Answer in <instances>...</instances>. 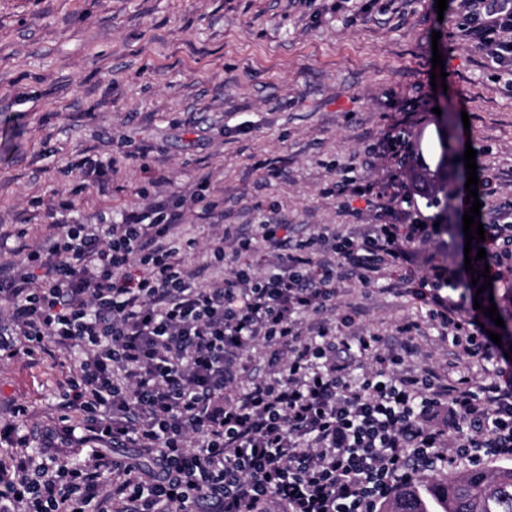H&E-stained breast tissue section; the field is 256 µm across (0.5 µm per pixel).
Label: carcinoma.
<instances>
[{"label":"carcinoma","instance_id":"carcinoma-1","mask_svg":"<svg viewBox=\"0 0 512 512\" xmlns=\"http://www.w3.org/2000/svg\"><path fill=\"white\" fill-rule=\"evenodd\" d=\"M454 117L444 114L441 152L432 177L426 180L432 193L448 194V144ZM380 512H512V467L477 466L446 478L425 475L399 485Z\"/></svg>","mask_w":512,"mask_h":512}]
</instances>
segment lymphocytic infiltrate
<instances>
[{"label":"lymphocytic infiltrate","instance_id":"1","mask_svg":"<svg viewBox=\"0 0 512 512\" xmlns=\"http://www.w3.org/2000/svg\"><path fill=\"white\" fill-rule=\"evenodd\" d=\"M465 2L459 35L512 72V0ZM343 185L414 219L358 239L325 225L294 241L284 224L244 235L219 217L206 256L222 276L206 283L185 263L197 240L180 232L175 196L121 224L57 220L0 265V358L71 354L56 417L21 432L28 408L16 403L0 425L15 450L0 467V512H376L424 472L511 459L512 373L456 269L430 264L415 294L494 379L404 374L378 337L337 336L328 315L339 269L371 285L448 230L421 219L403 188ZM484 230L486 256L472 269L498 279L512 272V210ZM258 242L275 255L262 275L246 259ZM260 355L272 368L264 378ZM86 445L88 461L62 459Z\"/></svg>","mask_w":512,"mask_h":512}]
</instances>
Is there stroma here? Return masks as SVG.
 <instances>
[{
	"mask_svg": "<svg viewBox=\"0 0 512 512\" xmlns=\"http://www.w3.org/2000/svg\"><path fill=\"white\" fill-rule=\"evenodd\" d=\"M462 0H0V262L39 242L60 202L68 220L118 224L166 195L200 192L184 233L206 240L207 205L251 232L286 224L292 239L335 224L359 236L371 224H403L399 206L366 207L336 193L346 168L383 187L411 184L435 168L440 112L465 113L458 149L476 152L479 179L496 189L488 206L512 205V78L456 30ZM439 39H432V32ZM441 54L447 91H433ZM421 98L429 116L410 126L415 155L396 171L379 144L404 106ZM115 159L106 190L82 176V158ZM26 227L25 239L15 232ZM464 269L453 244L419 246L413 264L370 286L345 281L336 315L382 338L405 363L455 361L480 377L476 359L453 357L428 308L395 294L428 259ZM415 334H400L404 322ZM69 355L37 363L0 360V424L28 406L32 430L58 402Z\"/></svg>",
	"mask_w": 512,
	"mask_h": 512,
	"instance_id": "35a3bbf8",
	"label": "stroma"
}]
</instances>
